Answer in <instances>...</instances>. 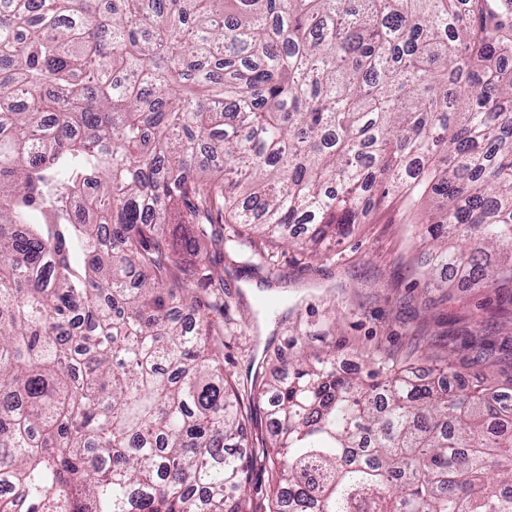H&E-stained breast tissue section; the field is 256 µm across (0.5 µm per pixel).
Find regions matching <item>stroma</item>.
Here are the masks:
<instances>
[{"instance_id": "35a3bbf8", "label": "stroma", "mask_w": 512, "mask_h": 512, "mask_svg": "<svg viewBox=\"0 0 512 512\" xmlns=\"http://www.w3.org/2000/svg\"><path fill=\"white\" fill-rule=\"evenodd\" d=\"M423 212L390 196L330 260H308L270 246L276 271L250 267L239 252L200 241L224 275V371L240 387L269 380L278 359L297 351L315 359L335 351L366 374L363 354L395 362L461 354L464 344L486 349L489 379H512V296L449 282L426 287L420 274L427 251L414 235Z\"/></svg>"}]
</instances>
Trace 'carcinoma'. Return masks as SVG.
Here are the masks:
<instances>
[{
	"instance_id": "carcinoma-1",
	"label": "carcinoma",
	"mask_w": 512,
	"mask_h": 512,
	"mask_svg": "<svg viewBox=\"0 0 512 512\" xmlns=\"http://www.w3.org/2000/svg\"><path fill=\"white\" fill-rule=\"evenodd\" d=\"M509 57L512 0H0V512H255L261 455L269 512H512V385L301 352L235 390L181 260L433 194L426 287L512 284ZM263 408L264 405L258 402L254 406L251 403V407L247 404L246 413H248L249 418L247 426L250 428L254 440L255 437H258L270 441V426ZM268 467V463L260 457L250 474L249 487L258 512H263L272 489L268 480Z\"/></svg>"
}]
</instances>
